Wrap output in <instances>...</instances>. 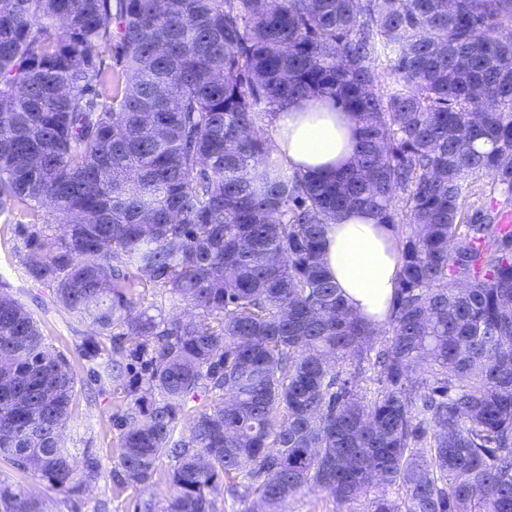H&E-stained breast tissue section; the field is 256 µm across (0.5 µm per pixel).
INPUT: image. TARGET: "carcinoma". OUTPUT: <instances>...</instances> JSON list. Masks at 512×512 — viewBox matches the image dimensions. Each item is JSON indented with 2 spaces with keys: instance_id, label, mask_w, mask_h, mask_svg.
Listing matches in <instances>:
<instances>
[{
  "instance_id": "obj_1",
  "label": "carcinoma",
  "mask_w": 512,
  "mask_h": 512,
  "mask_svg": "<svg viewBox=\"0 0 512 512\" xmlns=\"http://www.w3.org/2000/svg\"><path fill=\"white\" fill-rule=\"evenodd\" d=\"M505 27L512 0H0V213L32 217L26 272L95 328L86 358L125 393L117 487L171 453L164 512H215L239 478L251 512L309 489L338 512H512ZM314 95L359 122L335 176L284 168L260 134ZM358 207L399 240L384 340L322 264ZM139 285L197 315L137 307ZM202 386L222 397L173 440ZM74 388L1 292L0 457L67 486ZM100 474L85 453L83 481ZM0 504L43 512L7 487Z\"/></svg>"
}]
</instances>
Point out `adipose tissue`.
Listing matches in <instances>:
<instances>
[{"mask_svg":"<svg viewBox=\"0 0 512 512\" xmlns=\"http://www.w3.org/2000/svg\"><path fill=\"white\" fill-rule=\"evenodd\" d=\"M358 128L331 98L290 99L272 121L273 155L289 170L331 176L352 161ZM324 262L353 313L373 324L386 319L399 266L391 225L363 209L341 213L326 227Z\"/></svg>","mask_w":512,"mask_h":512,"instance_id":"1","label":"adipose tissue"}]
</instances>
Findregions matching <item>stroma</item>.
Segmentation results:
<instances>
[{
  "mask_svg": "<svg viewBox=\"0 0 512 512\" xmlns=\"http://www.w3.org/2000/svg\"><path fill=\"white\" fill-rule=\"evenodd\" d=\"M20 210L0 214V292L10 294L38 321L52 353L61 355L76 381V404L63 438L75 462H82L85 450L95 452L101 463L97 481L86 484L73 478L68 489L30 472L18 470L0 460V482L20 489L25 497L39 502L44 512H161L175 489L169 480L173 458H164L147 487L117 488L112 480L119 432L116 417L123 404L120 392L94 382L83 356L92 329L56 306L51 285L28 276L22 263L26 251L16 225L28 223Z\"/></svg>",
  "mask_w": 512,
  "mask_h": 512,
  "instance_id": "35a3bbf8",
  "label": "stroma"
}]
</instances>
